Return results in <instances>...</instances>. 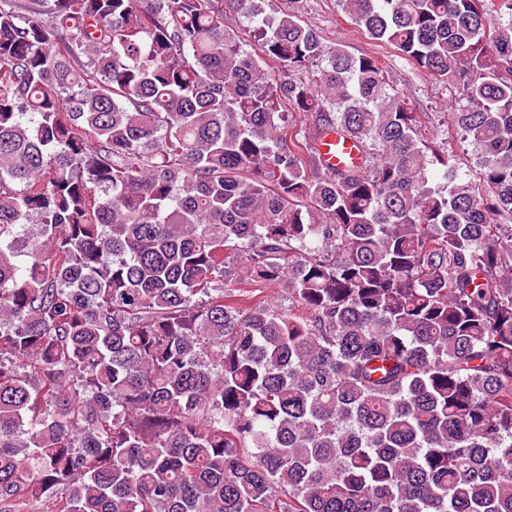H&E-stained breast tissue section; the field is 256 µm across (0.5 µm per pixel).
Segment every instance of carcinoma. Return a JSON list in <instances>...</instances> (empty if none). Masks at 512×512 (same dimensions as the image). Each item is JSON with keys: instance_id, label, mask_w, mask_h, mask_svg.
<instances>
[{"instance_id": "cac0c4a2", "label": "carcinoma", "mask_w": 512, "mask_h": 512, "mask_svg": "<svg viewBox=\"0 0 512 512\" xmlns=\"http://www.w3.org/2000/svg\"><path fill=\"white\" fill-rule=\"evenodd\" d=\"M262 2L0 0V512H512V0ZM265 15L271 18L295 8L303 22L314 26L323 41L338 46L350 55L377 58L385 78L402 92L416 112L423 139L448 146V155L461 171L476 175L483 162L480 149L463 142L457 134L450 112L453 111L448 90L431 80L393 46L371 40L357 28L339 0H265ZM319 144L321 162L324 167H342L346 164H358L363 158L366 164L372 165L381 155L378 146L367 142L364 152L360 144L338 135H329Z\"/></svg>"}]
</instances>
